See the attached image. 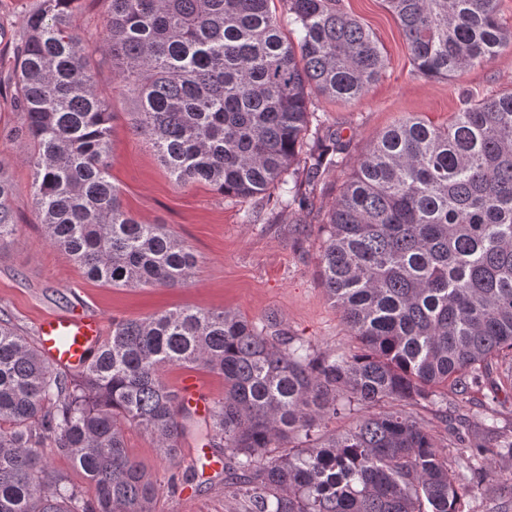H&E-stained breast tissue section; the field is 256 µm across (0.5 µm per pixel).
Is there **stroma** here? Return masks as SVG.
Listing matches in <instances>:
<instances>
[{
	"label": "stroma",
	"mask_w": 512,
	"mask_h": 512,
	"mask_svg": "<svg viewBox=\"0 0 512 512\" xmlns=\"http://www.w3.org/2000/svg\"><path fill=\"white\" fill-rule=\"evenodd\" d=\"M40 0H0V166L14 185L11 207L24 235L0 248V317L28 341H35L42 317L68 311L99 316L104 333L115 322L146 318L176 307L229 308L254 322L275 315L289 335L318 350L355 351L357 342L328 301L318 271L322 240L317 233L333 200L342 192L363 152L388 128L415 116L435 126L447 125L467 100L512 90V51L456 73L447 80L419 74L411 61L394 16L384 0H336L337 8L359 21L377 39L388 63L368 93L342 101L311 94L310 109L321 130L336 134L346 147L345 167L330 171L310 190L301 211L284 208L279 188L255 198L224 196L209 185H181L169 175L150 142L134 135L129 113L134 95L100 59L96 80L110 103L113 122L111 176L124 208L148 224H164L198 256L188 285L179 288H114L86 278L80 266L45 241L32 194L27 142L14 138L18 114L7 87L13 48L20 42L27 16ZM109 13L108 0H79L69 25L90 46H98ZM449 416L472 433L492 427L498 439L512 440V360L498 358L483 369L478 385L464 396L441 390ZM433 434L442 458L453 459L459 445L438 413L437 404L407 407ZM206 415L193 413L180 443L179 469H203L213 485L195 491L171 489L169 462L153 439L130 426L124 433L130 454L157 480L156 512H247L243 497L215 477L224 459L208 445Z\"/></svg>",
	"instance_id": "obj_1"
}]
</instances>
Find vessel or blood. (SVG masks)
<instances>
[{"label": "vessel or blood", "mask_w": 512, "mask_h": 512, "mask_svg": "<svg viewBox=\"0 0 512 512\" xmlns=\"http://www.w3.org/2000/svg\"><path fill=\"white\" fill-rule=\"evenodd\" d=\"M100 342L101 322L90 314L60 313L39 324L38 349L49 364L58 368L81 369Z\"/></svg>", "instance_id": "b4317fda"}]
</instances>
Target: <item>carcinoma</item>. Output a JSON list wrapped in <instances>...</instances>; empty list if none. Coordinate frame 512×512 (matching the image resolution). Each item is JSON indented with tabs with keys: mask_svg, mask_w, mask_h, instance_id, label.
<instances>
[{
	"mask_svg": "<svg viewBox=\"0 0 512 512\" xmlns=\"http://www.w3.org/2000/svg\"><path fill=\"white\" fill-rule=\"evenodd\" d=\"M76 0H41L14 56L16 137L33 153L45 240L88 278L115 288H175L198 265L160 224H143L112 184L111 122L89 49L68 24ZM270 0H110L103 44L134 92L133 130L174 180L253 198L282 186L304 209V184L346 164L345 148L310 132L309 95L364 96L386 57L336 0H286L283 35ZM416 70L430 79L512 50L498 0H384ZM307 147L305 180L291 171ZM0 162V248L23 226ZM319 280L359 343L317 351L227 309L179 308L112 324L82 370L55 369L0 320V512H155L156 484L127 451L124 427L151 435L171 465L190 409L163 379L169 366L224 379L208 415L224 453V487L250 512H462L461 486L499 483L486 455L457 449V472L412 415L378 403L466 394L476 366L512 353V92L472 100L430 126L406 118L358 159L321 225ZM357 406L352 427L321 423ZM66 456L94 485L48 463ZM279 455L272 456L273 452Z\"/></svg>",
	"mask_w": 512,
	"mask_h": 512,
	"instance_id": "cac0c4a2",
	"label": "carcinoma"
}]
</instances>
